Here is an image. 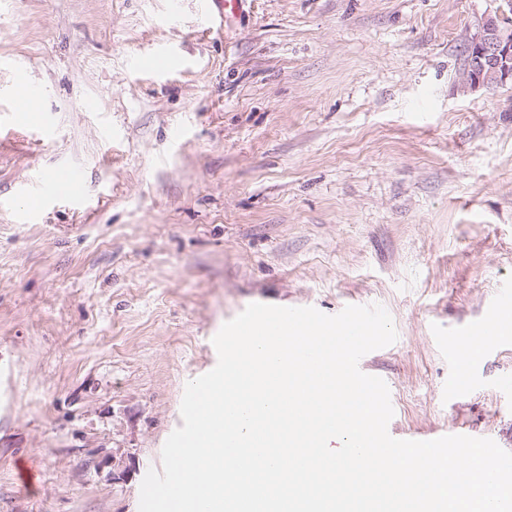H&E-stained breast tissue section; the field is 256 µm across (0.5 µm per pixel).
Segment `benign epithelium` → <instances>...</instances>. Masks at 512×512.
Wrapping results in <instances>:
<instances>
[{
  "mask_svg": "<svg viewBox=\"0 0 512 512\" xmlns=\"http://www.w3.org/2000/svg\"><path fill=\"white\" fill-rule=\"evenodd\" d=\"M502 24V14L487 16L467 44V64L460 75L463 84L483 88L489 77L500 85L512 83V33Z\"/></svg>",
  "mask_w": 512,
  "mask_h": 512,
  "instance_id": "1",
  "label": "benign epithelium"
}]
</instances>
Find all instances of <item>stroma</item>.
Masks as SVG:
<instances>
[{"label": "stroma", "mask_w": 512, "mask_h": 512, "mask_svg": "<svg viewBox=\"0 0 512 512\" xmlns=\"http://www.w3.org/2000/svg\"><path fill=\"white\" fill-rule=\"evenodd\" d=\"M170 2L0 0V512H139L252 303L381 305L389 434L512 451V336L450 353L512 290V85L459 80L504 0H243L210 31ZM70 168L85 202L27 215ZM59 181L54 173H42L32 183L28 196V212L35 214L44 199L56 194V184Z\"/></svg>", "instance_id": "obj_1"}]
</instances>
